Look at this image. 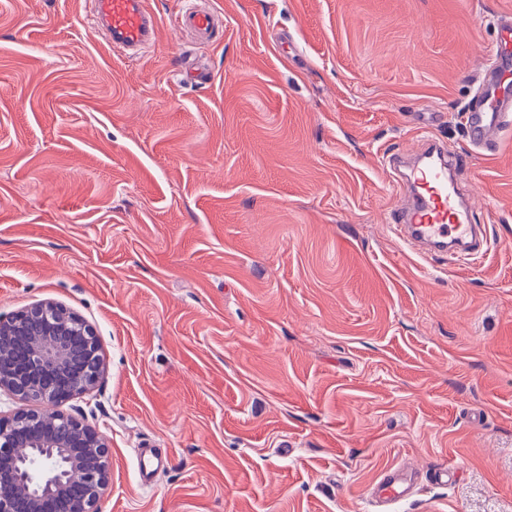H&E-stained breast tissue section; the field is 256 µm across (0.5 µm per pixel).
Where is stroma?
<instances>
[{"label": "stroma", "instance_id": "stroma-1", "mask_svg": "<svg viewBox=\"0 0 512 512\" xmlns=\"http://www.w3.org/2000/svg\"><path fill=\"white\" fill-rule=\"evenodd\" d=\"M146 2L128 61L84 0H0V315L95 328L107 370L62 410L108 438L99 512H512V127L474 154L461 120L512 0H207V44L192 0ZM424 135L471 154L484 257L389 223ZM176 25L200 41H210L224 27V16L208 8L189 7L177 16ZM149 444L141 445L138 448V475L142 486L147 487L151 485L156 471L161 468L165 460L160 459L155 453L153 448H146ZM375 495L382 503H390L408 496V488L404 487L396 475V470H386L375 485Z\"/></svg>", "mask_w": 512, "mask_h": 512}]
</instances>
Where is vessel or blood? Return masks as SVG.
Instances as JSON below:
<instances>
[{
  "label": "vessel or blood",
  "instance_id": "b4317fda",
  "mask_svg": "<svg viewBox=\"0 0 512 512\" xmlns=\"http://www.w3.org/2000/svg\"><path fill=\"white\" fill-rule=\"evenodd\" d=\"M94 22L108 37L113 51L135 55L151 45L156 22L145 7V0H93ZM177 27L201 41L216 37L224 26L222 13L204 7L183 10ZM512 115V65L495 57L483 65L477 89L464 114L470 141L477 148H495L497 137ZM465 155L448 151L446 145L428 141L412 158L395 156L389 161L396 183L409 197L390 216L403 242L421 257L446 252L459 246L470 253H482L484 239L479 225L469 220L470 208L452 176L465 165ZM138 475L142 486H149L163 461L153 449L138 450ZM380 502L390 503L407 497L408 490L395 470H386L375 485Z\"/></svg>",
  "mask_w": 512,
  "mask_h": 512
}]
</instances>
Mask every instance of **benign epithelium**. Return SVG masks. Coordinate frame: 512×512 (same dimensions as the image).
<instances>
[{"label": "benign epithelium", "instance_id": "7a95c632", "mask_svg": "<svg viewBox=\"0 0 512 512\" xmlns=\"http://www.w3.org/2000/svg\"><path fill=\"white\" fill-rule=\"evenodd\" d=\"M83 340L76 368L72 338ZM0 392L24 407L0 418V512H54L62 499L70 512H99L110 479L106 436L58 410L88 394L106 371L94 328L60 303L43 301L0 315Z\"/></svg>", "mask_w": 512, "mask_h": 512}]
</instances>
